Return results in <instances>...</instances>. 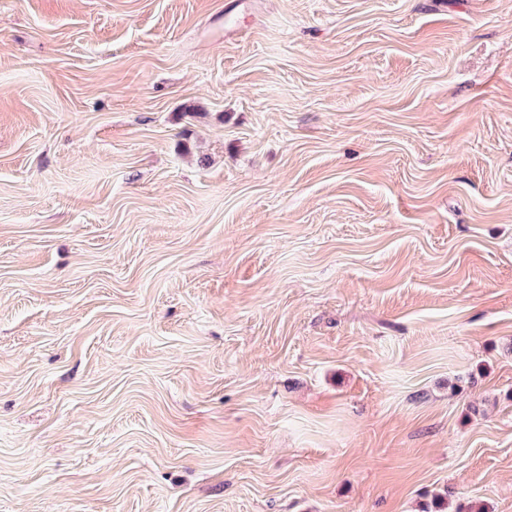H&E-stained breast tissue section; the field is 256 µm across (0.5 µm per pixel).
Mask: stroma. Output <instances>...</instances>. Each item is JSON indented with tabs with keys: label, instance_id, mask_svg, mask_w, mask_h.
I'll use <instances>...</instances> for the list:
<instances>
[{
	"label": "stroma",
	"instance_id": "35a3bbf8",
	"mask_svg": "<svg viewBox=\"0 0 512 512\" xmlns=\"http://www.w3.org/2000/svg\"><path fill=\"white\" fill-rule=\"evenodd\" d=\"M0 512H512V0H0Z\"/></svg>",
	"mask_w": 512,
	"mask_h": 512
}]
</instances>
